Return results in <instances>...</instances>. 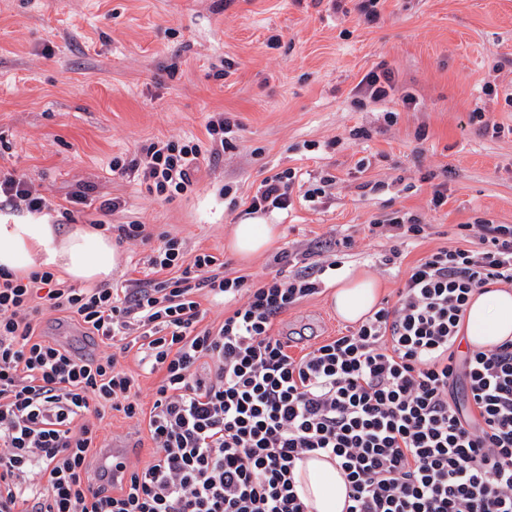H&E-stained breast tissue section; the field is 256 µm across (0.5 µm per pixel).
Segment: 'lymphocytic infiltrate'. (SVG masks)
<instances>
[{
    "label": "lymphocytic infiltrate",
    "mask_w": 512,
    "mask_h": 512,
    "mask_svg": "<svg viewBox=\"0 0 512 512\" xmlns=\"http://www.w3.org/2000/svg\"><path fill=\"white\" fill-rule=\"evenodd\" d=\"M238 124L206 123L208 142L172 139L112 161L167 201L186 193ZM295 172L266 177L251 212L288 209ZM481 250L440 248L410 266L394 305L300 358L276 319L320 293L339 259L303 252V270L266 279L217 274L213 254L144 225L118 239L152 245L135 288H77L44 270L0 272V512H310L295 470L336 462L345 512H512V341L461 351L465 307L512 283V225H475ZM230 305L204 324L203 302ZM76 321L102 351L44 336V316ZM159 375L150 410L119 354ZM118 411L146 423L156 449L126 479L91 482L94 422Z\"/></svg>",
    "instance_id": "f902f5d3"
}]
</instances>
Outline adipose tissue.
Wrapping results in <instances>:
<instances>
[{
  "label": "adipose tissue",
  "mask_w": 512,
  "mask_h": 512,
  "mask_svg": "<svg viewBox=\"0 0 512 512\" xmlns=\"http://www.w3.org/2000/svg\"><path fill=\"white\" fill-rule=\"evenodd\" d=\"M277 238L275 225L259 221L235 225L226 247L242 261L268 250ZM117 264L112 237L80 225L60 232L46 221L8 224L0 220V269L25 276L44 267L61 270L74 282L106 283ZM381 286L365 273L348 270L335 283L332 304L346 322L365 319L379 301ZM462 343L488 349L512 340V290L489 287L473 294L462 322ZM297 488L311 512H343L347 496L344 478L334 464L310 459L299 464Z\"/></svg>",
  "instance_id": "1"
}]
</instances>
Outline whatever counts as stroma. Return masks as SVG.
Returning <instances> with one entry per match:
<instances>
[{
    "label": "stroma",
    "mask_w": 512,
    "mask_h": 512,
    "mask_svg": "<svg viewBox=\"0 0 512 512\" xmlns=\"http://www.w3.org/2000/svg\"><path fill=\"white\" fill-rule=\"evenodd\" d=\"M360 2L344 0L339 13L330 0H0V137L10 143L0 175L31 182L60 232L142 224L217 256L232 277L272 276L275 253L348 238L345 268L378 279L381 301H394L405 267L441 247L478 248V221L512 224V0H379L372 23ZM224 61L232 69L220 78ZM379 69L396 93L360 102L359 82ZM218 112L239 123L238 148L202 167L191 193L164 201L113 175V158H137L144 145L206 140ZM287 168L303 182L294 205L263 214L279 235L241 262L226 239L249 220L262 180ZM326 174L336 178L326 195L303 200V186ZM441 182L448 201L437 208ZM85 185L87 202L72 204ZM113 197L121 208L101 212ZM397 210L428 230L404 246L401 265L386 266L391 242L369 225ZM149 253L120 244L112 285L144 278ZM331 295L276 320L292 356L347 332ZM95 426L102 446L151 461L135 420L112 411Z\"/></svg>",
    "instance_id": "35a3bbf8"
}]
</instances>
